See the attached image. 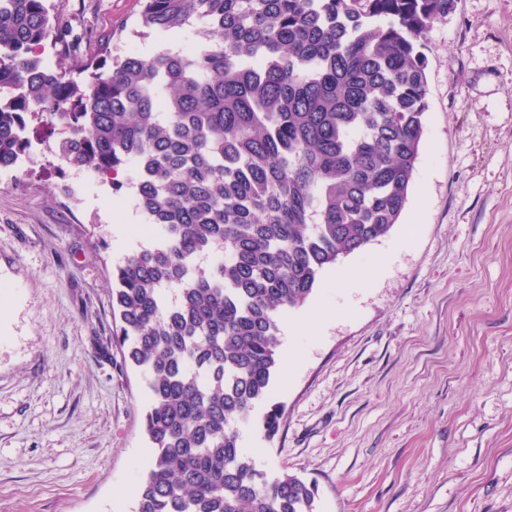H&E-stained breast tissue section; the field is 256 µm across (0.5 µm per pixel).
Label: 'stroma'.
<instances>
[{"instance_id":"stroma-1","label":"stroma","mask_w":512,"mask_h":512,"mask_svg":"<svg viewBox=\"0 0 512 512\" xmlns=\"http://www.w3.org/2000/svg\"><path fill=\"white\" fill-rule=\"evenodd\" d=\"M139 0H64L77 55L151 54ZM428 110L399 224L330 271L280 330L278 434L237 426L318 512H512V0H455L425 35ZM140 229L128 244L118 213ZM130 187L37 149L0 172V512H134L148 395L112 341V270L149 246ZM317 330L306 323L314 309Z\"/></svg>"}]
</instances>
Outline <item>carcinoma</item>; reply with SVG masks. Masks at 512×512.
I'll return each instance as SVG.
<instances>
[{
	"instance_id": "cac0c4a2",
	"label": "carcinoma",
	"mask_w": 512,
	"mask_h": 512,
	"mask_svg": "<svg viewBox=\"0 0 512 512\" xmlns=\"http://www.w3.org/2000/svg\"><path fill=\"white\" fill-rule=\"evenodd\" d=\"M455 0H141L142 35L189 49L74 60L48 0H0V170L37 120L66 163L138 169L159 231L113 272L112 340L143 375L154 454L135 512H317L270 478L236 423L269 399L278 323L322 272L399 223L428 110L422 40ZM72 59L71 71L42 54ZM221 252L204 270L199 262ZM281 410L262 420L279 430Z\"/></svg>"
}]
</instances>
